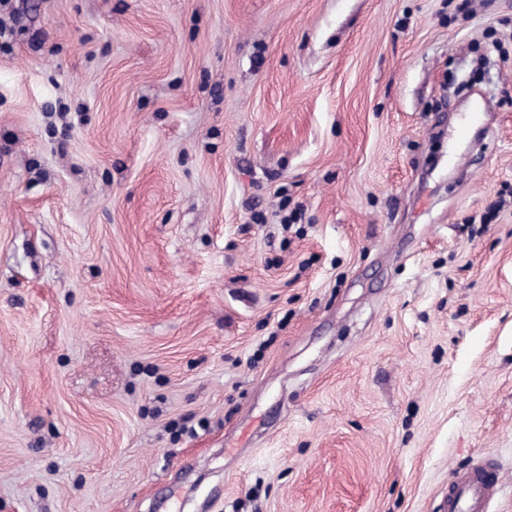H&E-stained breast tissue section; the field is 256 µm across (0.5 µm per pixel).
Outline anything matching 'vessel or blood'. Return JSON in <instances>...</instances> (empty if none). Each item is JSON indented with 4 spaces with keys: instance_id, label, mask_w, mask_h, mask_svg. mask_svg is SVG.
<instances>
[{
    "instance_id": "obj_1",
    "label": "vessel or blood",
    "mask_w": 512,
    "mask_h": 512,
    "mask_svg": "<svg viewBox=\"0 0 512 512\" xmlns=\"http://www.w3.org/2000/svg\"><path fill=\"white\" fill-rule=\"evenodd\" d=\"M497 492L494 467L477 463L449 479L447 512H487V506Z\"/></svg>"
}]
</instances>
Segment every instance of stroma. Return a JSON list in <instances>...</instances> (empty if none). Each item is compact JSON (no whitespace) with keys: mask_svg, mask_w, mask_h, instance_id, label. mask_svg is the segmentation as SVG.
<instances>
[{"mask_svg":"<svg viewBox=\"0 0 512 512\" xmlns=\"http://www.w3.org/2000/svg\"><path fill=\"white\" fill-rule=\"evenodd\" d=\"M0 17V512H512V0ZM497 493L495 468L477 463L449 479L445 512H488L486 507Z\"/></svg>","mask_w":512,"mask_h":512,"instance_id":"obj_1","label":"stroma"}]
</instances>
